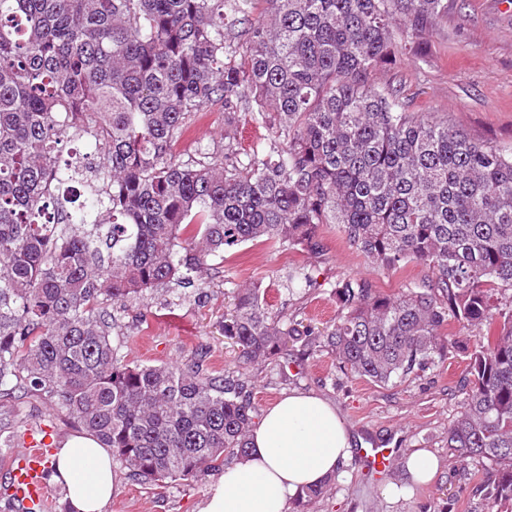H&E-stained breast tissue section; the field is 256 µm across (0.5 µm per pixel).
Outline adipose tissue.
Wrapping results in <instances>:
<instances>
[{
    "label": "adipose tissue",
    "mask_w": 512,
    "mask_h": 512,
    "mask_svg": "<svg viewBox=\"0 0 512 512\" xmlns=\"http://www.w3.org/2000/svg\"><path fill=\"white\" fill-rule=\"evenodd\" d=\"M351 456L349 433L325 398L292 392L256 419L246 454L207 488L197 512H287L303 489L321 485ZM67 512H108L118 488L112 454L90 436L65 441L52 457Z\"/></svg>",
    "instance_id": "obj_1"
}]
</instances>
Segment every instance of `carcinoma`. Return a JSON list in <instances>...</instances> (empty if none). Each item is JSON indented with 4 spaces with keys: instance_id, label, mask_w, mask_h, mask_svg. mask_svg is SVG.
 <instances>
[{
    "instance_id": "cac0c4a2",
    "label": "carcinoma",
    "mask_w": 512,
    "mask_h": 512,
    "mask_svg": "<svg viewBox=\"0 0 512 512\" xmlns=\"http://www.w3.org/2000/svg\"><path fill=\"white\" fill-rule=\"evenodd\" d=\"M448 0H0V400L35 393L112 449L130 477L192 483L248 449L251 391L208 366L125 361L104 302L195 286L251 243L318 253L322 224L375 268L431 276L393 295L349 276L314 331L237 289L220 330L245 366L288 368V343L331 351L376 384L444 358L448 321L482 330L460 457L497 466L486 512H512V147L472 141L401 89L393 26ZM224 108V140L178 143ZM271 130L236 148V117ZM84 144L87 153L66 145ZM91 206L71 211L72 184ZM313 282L288 273L287 290ZM323 494L307 489L293 512Z\"/></svg>"
}]
</instances>
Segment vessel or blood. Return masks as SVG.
Listing matches in <instances>:
<instances>
[{
	"mask_svg": "<svg viewBox=\"0 0 512 512\" xmlns=\"http://www.w3.org/2000/svg\"><path fill=\"white\" fill-rule=\"evenodd\" d=\"M392 449L372 445L359 451L364 467L378 469L390 463ZM47 451L37 440H29L8 464L10 496L17 501L21 512H48L50 490L46 482Z\"/></svg>",
	"mask_w": 512,
	"mask_h": 512,
	"instance_id": "vessel-or-blood-1",
	"label": "vessel or blood"
}]
</instances>
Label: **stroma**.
<instances>
[{
	"label": "stroma",
	"instance_id": "1",
	"mask_svg": "<svg viewBox=\"0 0 512 512\" xmlns=\"http://www.w3.org/2000/svg\"><path fill=\"white\" fill-rule=\"evenodd\" d=\"M395 42L400 59L379 68L378 82L400 87L412 111L446 115L450 126L474 141L512 145V0H448V15L433 31L399 33ZM319 236L322 249L316 254L242 245L226 253L223 263L213 264L199 287L150 293L112 306L119 325L114 345L127 361L144 364L184 363L196 351H209L210 367L245 381L257 409L285 393H314L335 405L354 448L380 443L396 449L393 463L380 471L363 469L358 456H351L308 512H474L479 502L475 488L493 468L478 457L460 458L448 446V428L466 398L462 382L466 350L476 342L473 331L449 323L456 345L446 358L388 385L344 371L325 350L299 354L285 372L272 364L245 369L237 348L221 335L219 323L234 289L254 282L266 287L274 311L321 330L336 317L332 289L345 277L358 275L396 294L408 282L428 276L415 264L395 272L373 269L335 225L321 226ZM303 265L313 268L315 285L286 290L289 269ZM28 432L44 435L54 451L80 429L35 395L1 403L0 441L6 438L10 444H0V468L11 451L23 448ZM420 450L437 457L435 478L407 485L403 495L390 493V485H406L405 465ZM118 473L119 493L109 512H196L215 478L210 472L188 486L174 482L157 488L132 481L126 468Z\"/></svg>",
	"mask_w": 512,
	"mask_h": 512
}]
</instances>
